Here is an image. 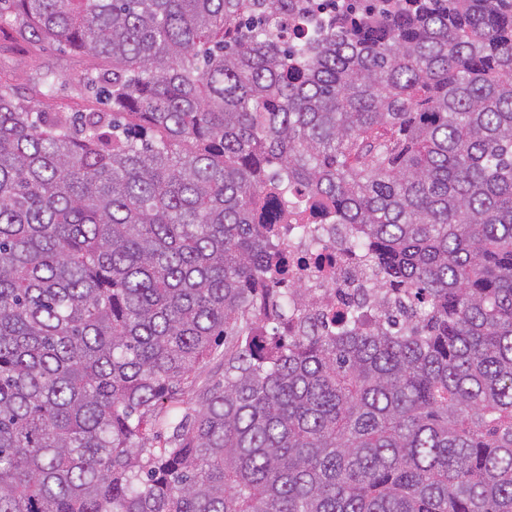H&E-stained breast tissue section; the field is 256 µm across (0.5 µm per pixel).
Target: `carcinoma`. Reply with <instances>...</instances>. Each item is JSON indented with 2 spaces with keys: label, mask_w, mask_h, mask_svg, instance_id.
Listing matches in <instances>:
<instances>
[{
  "label": "carcinoma",
  "mask_w": 512,
  "mask_h": 512,
  "mask_svg": "<svg viewBox=\"0 0 512 512\" xmlns=\"http://www.w3.org/2000/svg\"><path fill=\"white\" fill-rule=\"evenodd\" d=\"M309 12L0 0L111 64L0 83V512H512V0ZM297 189L414 322L253 344Z\"/></svg>",
  "instance_id": "carcinoma-1"
}]
</instances>
